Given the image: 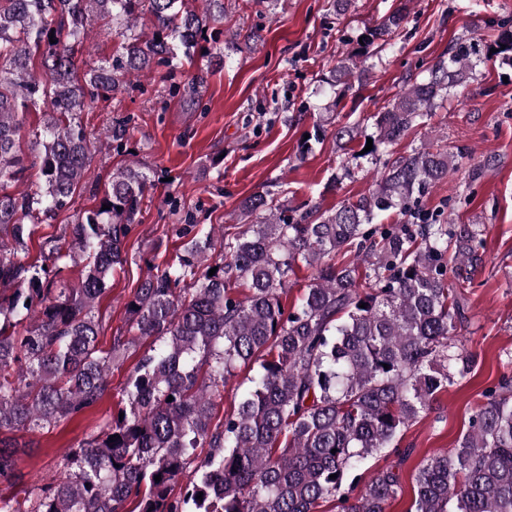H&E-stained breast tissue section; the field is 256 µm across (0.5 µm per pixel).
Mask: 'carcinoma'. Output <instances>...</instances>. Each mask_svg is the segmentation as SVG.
I'll return each instance as SVG.
<instances>
[{"label":"carcinoma","mask_w":512,"mask_h":512,"mask_svg":"<svg viewBox=\"0 0 512 512\" xmlns=\"http://www.w3.org/2000/svg\"><path fill=\"white\" fill-rule=\"evenodd\" d=\"M188 2L0 0V287L9 290L0 294V434L49 429L93 407L112 369L146 346L119 389L118 411L66 457L62 478L21 499L0 498V512H127L130 500L137 512H318L327 501L339 512H387L410 454L397 437L474 363L454 337L467 322L461 289L472 286L484 240L476 224L426 219L412 228L375 219L389 209L415 215L416 196L448 176V153L423 145L388 159L376 192L330 210L306 205L290 218L284 205L251 196L241 214L262 211L263 221L230 239L183 225L174 263L148 274L126 302L133 335L107 347L95 309L128 263L125 239L149 184L140 167L113 174L98 205L48 255L17 258L85 176L86 100L154 67L180 74L208 52L206 30L224 20V0ZM144 15L153 24L148 39L134 32ZM95 16L112 23L122 50L80 75L75 47ZM497 44L512 65V30ZM481 54L477 41L457 38L427 79L374 115L367 155L422 124L438 100L469 82ZM356 68L354 57L342 60L335 83L347 84ZM37 107L49 111L42 187L16 193L11 183L27 169L17 141ZM348 248L353 261H331ZM63 259L80 278L57 290ZM302 265L311 279L290 307L283 295ZM242 368L252 372L248 386L221 418L224 383ZM387 449L398 464L377 470L353 498L363 465ZM16 453L0 437L1 479L14 476ZM413 481L410 512H512L511 379L482 393L456 447L428 457Z\"/></svg>","instance_id":"carcinoma-1"}]
</instances>
